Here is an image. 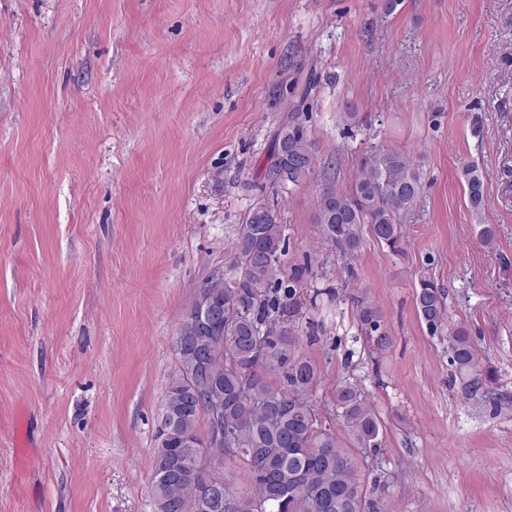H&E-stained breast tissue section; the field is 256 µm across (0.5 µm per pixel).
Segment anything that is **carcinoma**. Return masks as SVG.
Masks as SVG:
<instances>
[{
	"mask_svg": "<svg viewBox=\"0 0 512 512\" xmlns=\"http://www.w3.org/2000/svg\"><path fill=\"white\" fill-rule=\"evenodd\" d=\"M315 149L296 120L281 127L267 179L282 188L307 182ZM468 198L482 206L484 180L476 167L464 169ZM422 187V172L407 155L387 151L362 164L352 189L323 192L314 221L323 240L343 255L356 254L363 225L372 236L398 251L402 238L397 215L411 209ZM286 225L278 212L260 202L236 228L227 271L209 282L185 312L176 338L178 367L162 405L152 458L150 491L158 512H369L371 495L385 491L362 480L353 451L381 447V422L358 385L336 388L338 416L353 448L340 444L310 400L317 370L309 359L293 356L290 330L280 324L295 294L284 285ZM224 308L217 325L199 323L204 303ZM418 316L434 328L444 316L438 287L423 275L416 289ZM380 315L369 306L358 313L361 332L381 350L387 336ZM451 363L465 393H477L492 376L480 369L476 352L462 328L448 330ZM224 426V440L211 438ZM239 458L251 493L238 496L229 480L206 492V479L193 459Z\"/></svg>",
	"mask_w": 512,
	"mask_h": 512,
	"instance_id": "obj_1",
	"label": "carcinoma"
}]
</instances>
